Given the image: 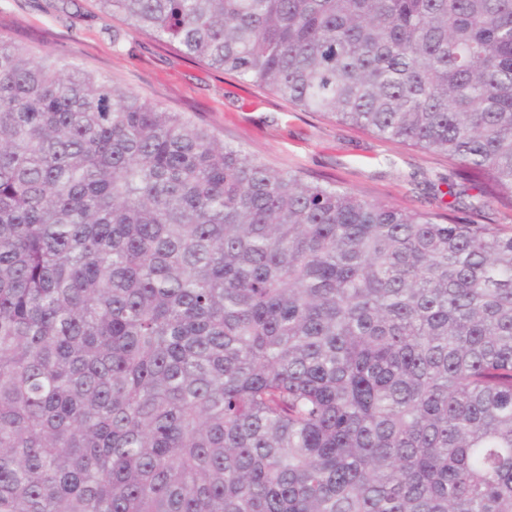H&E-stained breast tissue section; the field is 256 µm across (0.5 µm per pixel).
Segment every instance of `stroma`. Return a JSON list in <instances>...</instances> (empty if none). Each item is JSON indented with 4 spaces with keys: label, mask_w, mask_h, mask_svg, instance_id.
<instances>
[{
    "label": "stroma",
    "mask_w": 512,
    "mask_h": 512,
    "mask_svg": "<svg viewBox=\"0 0 512 512\" xmlns=\"http://www.w3.org/2000/svg\"><path fill=\"white\" fill-rule=\"evenodd\" d=\"M0 34L45 48L169 112H184L219 139L273 168L330 182L401 209L447 213L456 168L445 155L382 139L268 87L183 58L174 46L107 19L96 0H0Z\"/></svg>",
    "instance_id": "stroma-1"
}]
</instances>
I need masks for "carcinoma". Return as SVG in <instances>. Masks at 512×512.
I'll return each instance as SVG.
<instances>
[{
	"label": "carcinoma",
	"mask_w": 512,
	"mask_h": 512,
	"mask_svg": "<svg viewBox=\"0 0 512 512\" xmlns=\"http://www.w3.org/2000/svg\"><path fill=\"white\" fill-rule=\"evenodd\" d=\"M512 207V0H97ZM0 512H512V225L269 167L0 34Z\"/></svg>",
	"instance_id": "cac0c4a2"
}]
</instances>
